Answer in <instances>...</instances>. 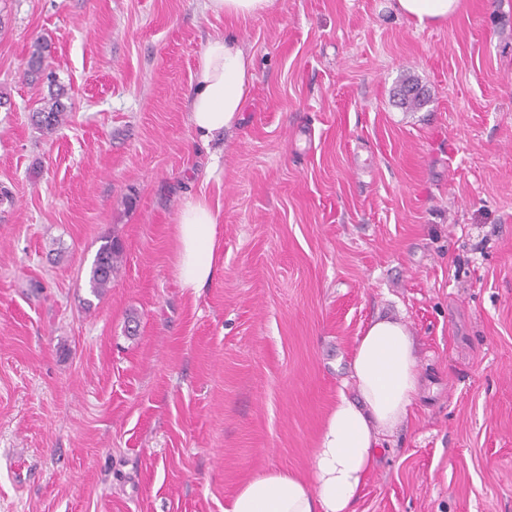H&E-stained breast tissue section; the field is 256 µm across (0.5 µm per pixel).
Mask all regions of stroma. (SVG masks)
Segmentation results:
<instances>
[{
  "label": "stroma",
  "mask_w": 512,
  "mask_h": 512,
  "mask_svg": "<svg viewBox=\"0 0 512 512\" xmlns=\"http://www.w3.org/2000/svg\"><path fill=\"white\" fill-rule=\"evenodd\" d=\"M205 4L0 0V512H224L269 469L310 477L382 313L424 383L355 512H512V0L425 29L392 0ZM226 33L255 80L210 178L188 94ZM38 38L68 107L50 136ZM201 194L221 247L193 290L175 227ZM274 0H207L206 8L215 15L247 17L271 8ZM121 248L114 240H106L96 252L92 263L88 285L92 295L101 297L112 287V280L119 272L118 261Z\"/></svg>",
  "instance_id": "35a3bbf8"
}]
</instances>
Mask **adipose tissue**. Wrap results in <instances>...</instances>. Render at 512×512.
Wrapping results in <instances>:
<instances>
[{"label": "adipose tissue", "instance_id": "ef3b65f1", "mask_svg": "<svg viewBox=\"0 0 512 512\" xmlns=\"http://www.w3.org/2000/svg\"><path fill=\"white\" fill-rule=\"evenodd\" d=\"M399 14L421 28L442 26L461 0H394ZM255 79L253 60L232 35L211 38L189 89L197 141L209 145L236 126ZM220 212L205 197L188 199L177 219V275L199 289L217 269ZM355 396L339 394L313 458V481L283 470L243 484L224 512H354L377 465L381 438L405 423L421 379L413 338L404 323L381 317L359 336L352 357Z\"/></svg>", "mask_w": 512, "mask_h": 512}]
</instances>
